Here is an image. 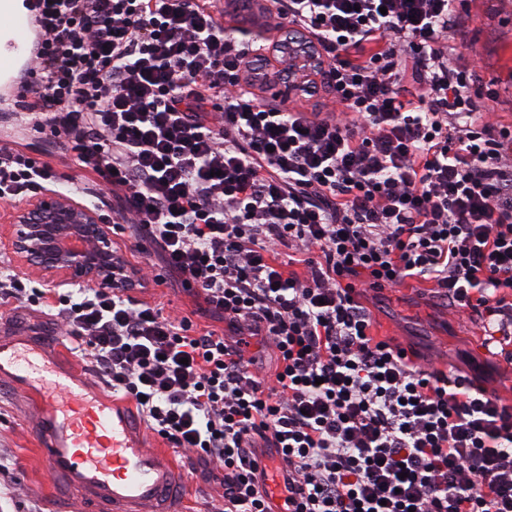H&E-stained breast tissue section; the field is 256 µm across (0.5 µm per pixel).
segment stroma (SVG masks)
<instances>
[{
	"label": "stroma",
	"mask_w": 512,
	"mask_h": 512,
	"mask_svg": "<svg viewBox=\"0 0 512 512\" xmlns=\"http://www.w3.org/2000/svg\"><path fill=\"white\" fill-rule=\"evenodd\" d=\"M472 21L465 36L455 37L459 61L474 64L477 84L493 90L491 103L502 125L512 126V0H472ZM271 20L253 0H237L224 16V25L241 38L265 33L277 39ZM21 143L37 157L51 162L64 185L75 184L91 193L92 175L72 164L59 140L39 133L20 116L0 111V146ZM117 247L135 268L148 272L136 300L190 317L197 331H223V321L202 315L201 300L181 277L166 269L155 246L131 227L113 233ZM377 336L415 351L421 365L444 370L448 366L478 373L483 384L501 397L512 395V365L482 346L481 322L469 313L439 301L426 281L411 280L404 287L368 295ZM0 323L12 331L34 336H56L52 317L28 305L0 309ZM183 480V512H211L224 493L222 474L196 458H176ZM78 503L58 497L43 470L30 409L13 395L0 391V512H77Z\"/></svg>",
	"instance_id": "obj_1"
}]
</instances>
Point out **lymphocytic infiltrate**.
I'll return each mask as SVG.
<instances>
[{"label":"lymphocytic infiltrate","mask_w":512,"mask_h":512,"mask_svg":"<svg viewBox=\"0 0 512 512\" xmlns=\"http://www.w3.org/2000/svg\"><path fill=\"white\" fill-rule=\"evenodd\" d=\"M268 2L318 49L302 95L332 93V115L262 104L283 55L231 35L211 0H39L21 103L116 199L95 201L102 220L143 231L236 340L118 282L54 298L4 268L0 307L54 311L112 393L223 472V512H274L278 496L288 512H512V406L377 339L362 302L430 282L512 363V128L448 41L466 0ZM55 180L0 147L1 201ZM251 336L276 352L272 382Z\"/></svg>","instance_id":"lymphocytic-infiltrate-1"}]
</instances>
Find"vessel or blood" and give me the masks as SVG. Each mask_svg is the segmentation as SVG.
<instances>
[{
  "label": "vessel or blood",
  "instance_id": "1",
  "mask_svg": "<svg viewBox=\"0 0 512 512\" xmlns=\"http://www.w3.org/2000/svg\"><path fill=\"white\" fill-rule=\"evenodd\" d=\"M0 17V88L8 92L28 76L40 36L17 0H0ZM0 384L32 409L43 466L84 512H181L171 456L149 447L130 410L76 368L60 342L0 332Z\"/></svg>",
  "mask_w": 512,
  "mask_h": 512
}]
</instances>
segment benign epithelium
I'll list each match as a JSON object with an SVG mask.
<instances>
[{"mask_svg":"<svg viewBox=\"0 0 512 512\" xmlns=\"http://www.w3.org/2000/svg\"><path fill=\"white\" fill-rule=\"evenodd\" d=\"M282 49L296 66L317 62L304 38L285 34ZM11 232L0 247L11 251L20 268L34 270L61 284L112 285L114 272L125 266L112 241V225L74 197L47 189L11 215Z\"/></svg>","mask_w":512,"mask_h":512,"instance_id":"obj_1","label":"benign epithelium"}]
</instances>
